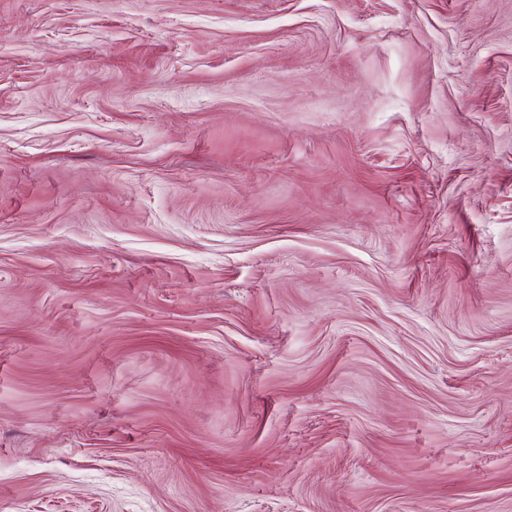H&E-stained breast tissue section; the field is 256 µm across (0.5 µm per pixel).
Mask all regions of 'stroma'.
Returning a JSON list of instances; mask_svg holds the SVG:
<instances>
[{
    "label": "stroma",
    "instance_id": "obj_1",
    "mask_svg": "<svg viewBox=\"0 0 512 512\" xmlns=\"http://www.w3.org/2000/svg\"><path fill=\"white\" fill-rule=\"evenodd\" d=\"M0 512H512V0H0Z\"/></svg>",
    "mask_w": 512,
    "mask_h": 512
}]
</instances>
